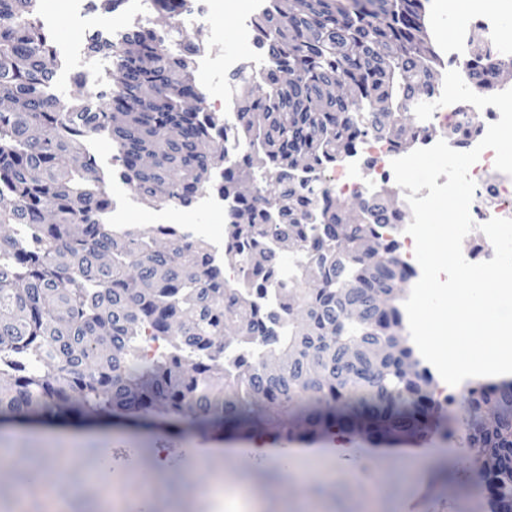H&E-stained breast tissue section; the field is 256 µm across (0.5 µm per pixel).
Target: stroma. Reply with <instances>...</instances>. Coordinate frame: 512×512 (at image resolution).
<instances>
[{"instance_id": "1", "label": "stroma", "mask_w": 512, "mask_h": 512, "mask_svg": "<svg viewBox=\"0 0 512 512\" xmlns=\"http://www.w3.org/2000/svg\"><path fill=\"white\" fill-rule=\"evenodd\" d=\"M261 0H195L192 14L170 18L154 0L121 5L108 20L124 28L139 18L162 30L179 24L204 46L221 45L227 31L255 15ZM114 59L85 53L61 59L54 92L64 99L97 100L114 83ZM206 452H198L200 442ZM350 450L345 464L325 461L300 475L299 458L321 454L336 443ZM244 441L222 432L179 433L163 418L135 423L93 420L84 426L8 425L0 428V512H43L52 491L64 512H208L201 491L222 481L225 496L253 497L261 512H483L481 493L471 475L479 451L461 445L459 435L437 436L416 446H374L351 436L324 435L303 445L276 437L267 459L244 453ZM69 457L62 477L48 486L43 449Z\"/></svg>"}]
</instances>
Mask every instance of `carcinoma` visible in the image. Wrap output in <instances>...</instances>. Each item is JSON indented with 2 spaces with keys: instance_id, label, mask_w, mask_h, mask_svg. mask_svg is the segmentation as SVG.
<instances>
[{
  "instance_id": "1",
  "label": "carcinoma",
  "mask_w": 512,
  "mask_h": 512,
  "mask_svg": "<svg viewBox=\"0 0 512 512\" xmlns=\"http://www.w3.org/2000/svg\"><path fill=\"white\" fill-rule=\"evenodd\" d=\"M424 14V0H270L254 18L265 68L227 78L249 144L227 162L193 37L138 22L116 42L87 33L89 51H113L114 88L96 104L62 99L50 93L58 51L37 0H0V224L13 227L0 236V423L164 415L228 436L277 426L286 439L336 431L375 444L461 427L493 462L478 466L488 512H512V381L466 392L461 420L437 413L396 304L412 270L381 235L403 211L380 186L352 213L324 185L365 140L408 151L425 134L404 122L439 92ZM464 68L491 89L512 60L487 43ZM101 131L150 205L193 206L221 169L239 284L173 231H112L107 179L84 144ZM160 234L174 241L161 247ZM283 241L308 261L284 308L266 313L254 295ZM174 331L169 353L139 348ZM226 351L236 355L219 374Z\"/></svg>"
}]
</instances>
